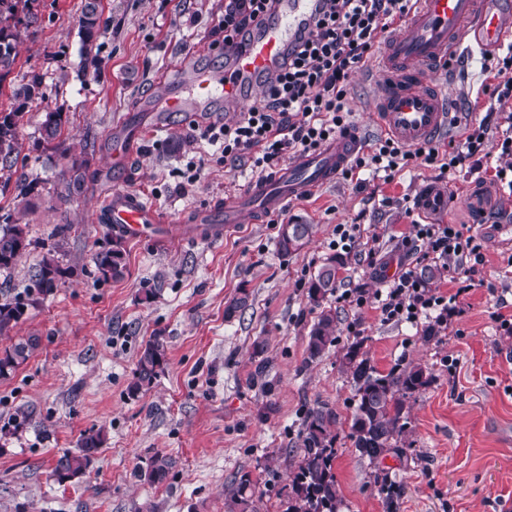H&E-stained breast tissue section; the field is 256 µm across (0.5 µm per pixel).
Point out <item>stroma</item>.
<instances>
[{
    "label": "stroma",
    "instance_id": "35a3bbf8",
    "mask_svg": "<svg viewBox=\"0 0 512 512\" xmlns=\"http://www.w3.org/2000/svg\"><path fill=\"white\" fill-rule=\"evenodd\" d=\"M224 0H101L106 31L98 41L99 70L81 68L79 16L82 0H41L39 27L22 45L16 73H43L45 97L21 121L17 172L54 185L69 161L39 144L47 112L62 113V138L96 144L88 161L85 192L62 203L42 194L25 211L35 246L0 292L22 291L39 263L40 240L58 224H72L66 265L74 269L20 322L14 338L38 335L36 353L0 379V425L25 410L31 426L0 439V512H136L149 502L155 512H224V490L242 471L262 494L261 512H285L288 487L301 455L300 432L308 409L329 403L338 415L336 480L341 512H385L374 483L386 469L406 486L399 512H512V338L502 337L500 316L512 317V282L501 267L512 256V195L489 178L490 163L469 158L440 177L435 166L416 162L395 176L367 175L362 184L337 179L311 195L289 201L285 211L223 227L226 200L246 193L249 173L225 163L215 147L193 141L202 114H177L154 131L147 102L186 72L223 67L218 31ZM481 55L463 51L444 97L455 121L436 140L439 150L461 143L460 113L482 118L485 94ZM377 73L360 70L348 95L351 119L365 139L381 134L371 113ZM140 124L139 148L127 163L114 162L112 133ZM201 163L193 187L185 182ZM444 181L460 201L440 216L443 224H474L484 261L478 288L457 294L448 277L435 279L456 307L427 342L417 324L383 321L377 301L363 308L328 297L336 313L337 343L308 361L307 334L319 315L307 286L326 259L336 256L334 229L360 225L363 239L378 235V266L364 251L344 256L338 289L375 293L405 255L401 241L420 213L419 188ZM137 197L162 219L158 227L124 239L126 273L101 280L92 256L120 236L106 224L103 205L114 192ZM315 225L311 241L295 254H277L279 225ZM121 237V236H120ZM157 296L145 301L147 289ZM250 305L234 317L225 309L239 290ZM322 306V307H323ZM359 322L364 349L379 372L413 361L432 382L409 402L403 457L375 466L359 457L348 437L353 384L340 367L352 342L347 327ZM163 337L167 361L153 386L131 396L127 386L139 351ZM265 344L255 356V341ZM267 365L273 392L250 379ZM100 430L104 442L86 472L60 485L50 473L56 458L77 451L82 436ZM176 466L166 482H138L136 468L156 451Z\"/></svg>",
    "mask_w": 512,
    "mask_h": 512
}]
</instances>
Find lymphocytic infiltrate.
I'll list each match as a JSON object with an SVG mask.
<instances>
[{
  "label": "lymphocytic infiltrate",
  "instance_id": "f902f5d3",
  "mask_svg": "<svg viewBox=\"0 0 512 512\" xmlns=\"http://www.w3.org/2000/svg\"><path fill=\"white\" fill-rule=\"evenodd\" d=\"M279 2L224 0L220 26L225 43H248L254 26L272 18ZM319 3L308 34L289 46L263 95L234 121L214 122L199 132L222 159L239 163L257 178L272 175L288 156L320 148L349 129L347 95L353 73L367 65L413 6V0ZM477 155L498 157L495 181L512 191V111L488 108L480 122L467 124L464 142L444 154L430 145L411 148L390 137L378 138L356 158L354 169H369L389 181L418 159L444 174ZM354 169L344 170V177H352ZM403 245L419 260L441 263L459 292L474 288L473 273L483 254L473 225L416 224ZM455 303V296L432 289L408 266L389 281L379 309L384 321L414 323L432 311L447 313Z\"/></svg>",
  "mask_w": 512,
  "mask_h": 512
}]
</instances>
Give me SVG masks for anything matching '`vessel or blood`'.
<instances>
[{
    "label": "vessel or blood",
    "mask_w": 512,
    "mask_h": 512,
    "mask_svg": "<svg viewBox=\"0 0 512 512\" xmlns=\"http://www.w3.org/2000/svg\"><path fill=\"white\" fill-rule=\"evenodd\" d=\"M317 0H282L281 8L254 34L247 46H226L223 76L197 73L172 86L153 103V121L163 125L173 113L199 112L204 107L245 101L246 91H261L288 43L304 28ZM512 40V0H418L406 22L385 43L378 71L382 80L372 112L381 129L407 146L437 138L447 121V102L433 76H445L447 62L460 47L491 54ZM359 131H348L321 150L301 156L272 177L254 183L250 192L224 206V221L239 223L242 214H262L284 207L288 200L333 181L352 154ZM418 210L431 219L447 213V190L421 187ZM105 220L129 236H140L157 223L156 213L138 198L113 195Z\"/></svg>",
    "instance_id": "obj_1"
}]
</instances>
